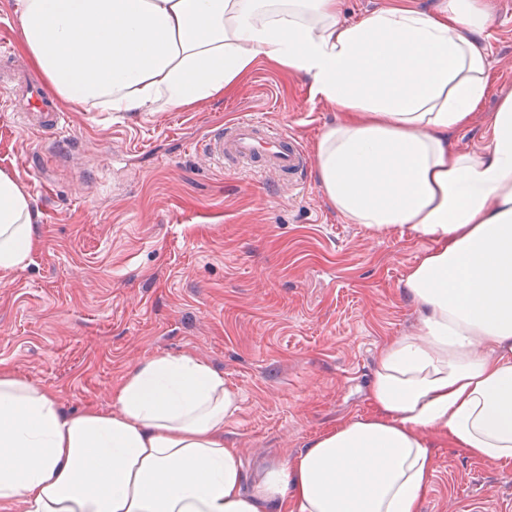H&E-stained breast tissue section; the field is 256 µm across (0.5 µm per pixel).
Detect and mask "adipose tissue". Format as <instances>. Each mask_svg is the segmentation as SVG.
Here are the masks:
<instances>
[{
	"label": "adipose tissue",
	"mask_w": 512,
	"mask_h": 512,
	"mask_svg": "<svg viewBox=\"0 0 512 512\" xmlns=\"http://www.w3.org/2000/svg\"><path fill=\"white\" fill-rule=\"evenodd\" d=\"M25 48L62 101L162 112L235 92L258 61L309 79L338 113L318 185L370 233L427 247L401 288L415 333L372 371L370 413L318 434L245 491L224 426L241 395L190 354L127 370L109 408L65 411L0 369V512H419L430 435L512 460V96L482 153L454 142L491 83L479 0L432 13L342 0H14ZM37 213L0 174V274L23 266ZM397 0H343V12L347 19L356 20L381 7L391 5Z\"/></svg>",
	"instance_id": "adipose-tissue-1"
}]
</instances>
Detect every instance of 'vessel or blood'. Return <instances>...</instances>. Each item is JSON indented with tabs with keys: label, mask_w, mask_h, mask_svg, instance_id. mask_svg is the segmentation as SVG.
<instances>
[{
	"label": "vessel or blood",
	"mask_w": 512,
	"mask_h": 512,
	"mask_svg": "<svg viewBox=\"0 0 512 512\" xmlns=\"http://www.w3.org/2000/svg\"><path fill=\"white\" fill-rule=\"evenodd\" d=\"M23 101L26 110L39 117L44 129L59 130L62 117L39 83L26 81ZM202 148L221 165L241 171L270 173L291 182L302 176L310 162L297 138L252 117L239 118L211 129Z\"/></svg>",
	"instance_id": "b4317fda"
}]
</instances>
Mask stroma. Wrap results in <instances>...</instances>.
Here are the masks:
<instances>
[{"label":"stroma","instance_id":"35a3bbf8","mask_svg":"<svg viewBox=\"0 0 512 512\" xmlns=\"http://www.w3.org/2000/svg\"><path fill=\"white\" fill-rule=\"evenodd\" d=\"M491 88L456 139L477 153L512 95V0H480ZM14 0H0V47L33 70ZM58 138L0 101V172L38 212L28 263L0 277V368L45 388L69 412L109 407L121 375L155 353H189L239 390L224 427L245 489L326 428L370 410L368 382L389 339L418 311L400 283L426 248L370 234L325 199L314 170L298 184L227 169L201 146L251 113L312 149L338 115L309 80L258 63L231 96L165 112L65 104ZM433 475L420 512L512 502V461L488 463L430 437Z\"/></svg>","mask_w":512,"mask_h":512}]
</instances>
